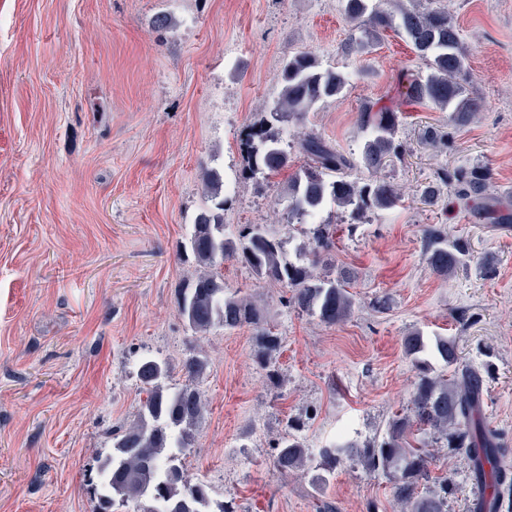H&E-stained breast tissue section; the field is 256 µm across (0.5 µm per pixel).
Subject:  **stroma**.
I'll return each mask as SVG.
<instances>
[{"label": "stroma", "mask_w": 512, "mask_h": 512, "mask_svg": "<svg viewBox=\"0 0 512 512\" xmlns=\"http://www.w3.org/2000/svg\"><path fill=\"white\" fill-rule=\"evenodd\" d=\"M443 3L471 49L469 89L485 102L461 128L400 96L399 73L427 68L394 32L370 53L340 54V0H0V512H92L98 460L136 417L139 362L167 361L179 387L180 363L196 353L208 361L207 406L183 464L214 502L400 512L384 478L348 460L323 484L314 467L285 475L273 445L291 419L315 451L381 440L409 402L417 371L404 341L417 330L453 338L461 363L481 372L482 418L512 466V0ZM162 14L171 27L156 26ZM301 51L353 75L342 97L307 114L338 149L359 153L362 107L398 113L409 154L384 175L406 195L360 224L331 203L321 212L354 296L336 324L225 262L226 291L281 337L272 380L250 328L186 326L178 290L197 268L179 247L204 204L205 166L224 181L230 232L279 222L283 176L240 178L236 141L276 102L284 59ZM430 126L447 132L443 151L425 141ZM476 164L493 173L487 196L466 202L447 189L421 201L438 169ZM427 224L468 244L451 277L426 259ZM431 470L448 479V512H470L467 460L438 448Z\"/></svg>", "instance_id": "1"}]
</instances>
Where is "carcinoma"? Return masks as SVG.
Returning <instances> with one entry per match:
<instances>
[{"label": "carcinoma", "mask_w": 512, "mask_h": 512, "mask_svg": "<svg viewBox=\"0 0 512 512\" xmlns=\"http://www.w3.org/2000/svg\"><path fill=\"white\" fill-rule=\"evenodd\" d=\"M342 9L351 25L341 44L342 53L366 54L390 30L425 58L426 77L412 73L401 77V95L408 102L451 112L456 127L473 123L484 110L481 100L467 88L470 49L461 41L454 17L441 0H426L424 5L416 0H342ZM350 82L349 72L324 65L311 51L289 55L280 74L277 102L248 125L239 140L243 175L270 178L289 172L294 157L286 141L288 124L302 126L307 112L343 95ZM358 123L364 135L360 160L370 173L362 181L348 178L355 166L351 155L313 132L294 135L293 147L303 164L288 175L285 223L311 224L313 229L312 242L293 260L274 224H247L237 237L227 236L222 178L214 169L204 172L208 205L196 214L183 242V253L199 267L195 278L183 285L178 306L190 330L204 334L216 325L226 330L250 327L257 338L259 364L265 369L270 366L280 337L264 325L254 304L224 290L221 269L228 259L244 264L256 279L288 289L290 304L328 324L350 315L354 302L344 288V278L314 274L334 247L330 228L316 219L329 201L358 222L370 212L399 206L402 193L378 172L407 154L398 137L397 113L364 107ZM491 184V172L482 165L451 173L442 168L420 186L419 196L432 204L448 186L472 198L486 195ZM422 246L431 268L443 277L454 275L467 253L463 241L448 242L434 224L422 229ZM404 351L418 371L409 414L392 418L380 441L360 448L342 440L321 449L318 469L322 473L317 479L326 480L349 459L366 474L392 483L395 500L405 512H447L448 484L430 475V449L440 447L464 455L476 483L507 485L509 473L501 470L496 435L478 416L481 373L472 367H457L455 341L446 336L427 340L416 332L406 338ZM433 359L442 363V370H434ZM207 366L202 356L183 359L186 384L175 388L166 384L171 373L167 361L152 357L141 361L138 378L146 398L140 403L137 421L112 435V452L99 466L100 485L92 512H112L117 505L129 504L133 512H234L226 505L212 504L209 486L188 479L183 470L182 456L191 446L192 427L205 409L196 383ZM274 448V465L281 473L305 469L309 449L299 435L285 430Z\"/></svg>", "instance_id": "cac0c4a2"}]
</instances>
